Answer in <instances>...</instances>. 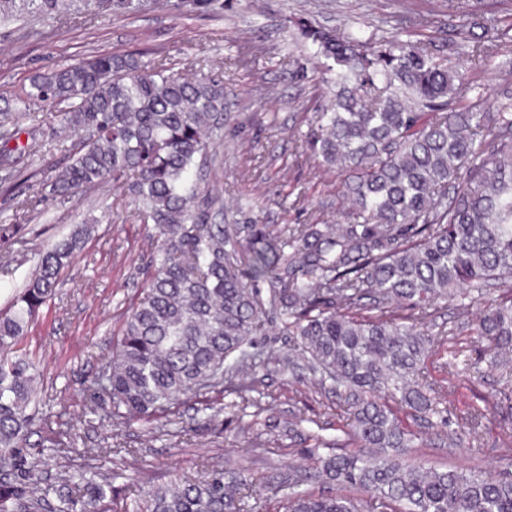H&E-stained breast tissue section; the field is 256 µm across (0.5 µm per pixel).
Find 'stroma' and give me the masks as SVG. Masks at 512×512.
<instances>
[{"label": "stroma", "mask_w": 512, "mask_h": 512, "mask_svg": "<svg viewBox=\"0 0 512 512\" xmlns=\"http://www.w3.org/2000/svg\"><path fill=\"white\" fill-rule=\"evenodd\" d=\"M479 24L473 34L493 43L512 32V0H468ZM306 19L341 34L390 35L397 24L413 21L412 37L447 49L453 33L446 0H211L204 8H180L179 0H143L133 15L103 17L91 24L75 20L61 26L37 22L0 28V96L27 85L30 78L57 66L98 54L146 52L149 58L186 73L199 70L224 85L223 142L209 177L216 199V224L243 217L272 229L287 224L343 222L335 172L320 168L300 142L327 103L320 81L328 61L313 56L300 40L296 23ZM467 84L462 102L482 94L485 108L498 92L512 90V51L485 66L463 60ZM51 107L23 119L18 135L0 140V155L20 168L15 182L0 185V310L7 309L34 269L38 253L69 235L83 219H93L91 234L59 278L56 294L29 326L10 357L33 359L42 388L33 405L29 451L48 445L54 431L76 429L79 447L109 448L113 443L138 449L152 477L113 482L130 512H141L150 485L195 478L218 464L245 470L255 486L287 475H309L317 468L313 441L272 442L267 423L285 428L303 415L314 430L332 440L345 424L347 408L334 393L320 390L315 378L298 384L278 370L259 371L240 380L244 394L220 397L212 421L198 418L197 402L181 405L170 419L114 428L84 412L92 381L112 355L114 336L148 278L151 240L123 187H96L52 198L46 180L67 163L71 137H51ZM42 143L39 155H23L30 141ZM30 200L28 210L16 200ZM433 331H447L444 345L430 352L429 378L442 380L443 363H455V393L447 413L450 432L474 410H483L485 429L470 447L453 445L436 432L424 435L413 463L432 468L512 472V380L489 371L480 359L486 347L454 307L438 302ZM259 400L264 423L248 426L242 407Z\"/></svg>", "instance_id": "1"}]
</instances>
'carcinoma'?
Instances as JSON below:
<instances>
[{
  "instance_id": "cac0c4a2",
  "label": "carcinoma",
  "mask_w": 512,
  "mask_h": 512,
  "mask_svg": "<svg viewBox=\"0 0 512 512\" xmlns=\"http://www.w3.org/2000/svg\"><path fill=\"white\" fill-rule=\"evenodd\" d=\"M138 0H0V25L27 17L65 23L124 15ZM454 49L487 61L491 48L472 37L475 21L461 0ZM315 53L333 60L334 99L318 112L307 146L336 169L339 193L359 220L291 224L278 233L255 224L231 232L212 224L204 182L221 140L224 86L178 75L160 61L99 55L37 75L13 99L0 100V139L44 103L62 130L84 132L69 163L47 183L68 196L99 183L128 186L155 241L147 288L124 321L112 359L93 382L86 413L112 424L149 423L188 399L209 405L244 372L266 367L255 352L266 317L278 313L293 337L281 372L308 369L349 406L334 445L319 458L314 492L288 480L270 489L286 512H512V473L437 471L408 462L417 447L382 402L387 396L420 415L448 402L451 389L427 379L426 333L439 299L466 313L487 341L490 369L512 351V92L493 112L480 100L458 109L459 66L425 43L391 35L341 36L300 25ZM90 235L82 224L39 254L23 291L0 314V349L9 350L53 295L61 272ZM268 284L262 291L259 283ZM39 373L26 357L0 358V512H122L95 462L107 453L125 468L134 448L55 447L83 463L54 483L26 448L28 406ZM485 415L455 431L478 440ZM369 455L344 451L347 442ZM368 495L366 505L335 489ZM246 476L211 468L200 479L154 485L147 512H253Z\"/></svg>"
}]
</instances>
